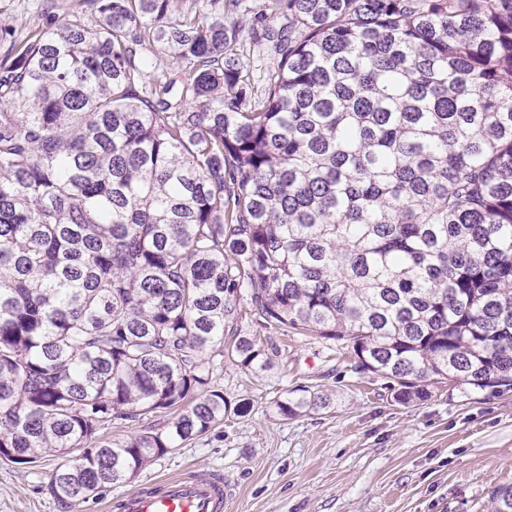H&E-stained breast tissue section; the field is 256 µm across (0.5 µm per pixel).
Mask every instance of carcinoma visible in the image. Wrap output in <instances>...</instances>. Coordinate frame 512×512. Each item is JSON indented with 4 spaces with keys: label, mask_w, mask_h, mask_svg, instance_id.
I'll return each instance as SVG.
<instances>
[{
    "label": "carcinoma",
    "mask_w": 512,
    "mask_h": 512,
    "mask_svg": "<svg viewBox=\"0 0 512 512\" xmlns=\"http://www.w3.org/2000/svg\"><path fill=\"white\" fill-rule=\"evenodd\" d=\"M44 16L0 24V458H66L65 512L249 411L210 372L270 367L245 290L401 404L512 392V0ZM329 402L301 386L275 409ZM174 408L168 431L99 436ZM491 501L512 512V486Z\"/></svg>",
    "instance_id": "carcinoma-1"
}]
</instances>
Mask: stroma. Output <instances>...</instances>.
<instances>
[{
	"mask_svg": "<svg viewBox=\"0 0 512 512\" xmlns=\"http://www.w3.org/2000/svg\"><path fill=\"white\" fill-rule=\"evenodd\" d=\"M237 323L272 366L258 373L218 363L212 381L230 403L249 400V412L226 414L83 512H106L114 497L186 465L223 472L224 512H490V491L512 484V393L442 385L427 401L402 405L385 379L356 374L347 351L260 324L248 298ZM299 385L328 394L329 405L294 419L277 415L274 400ZM62 463L0 459V512H63L46 487Z\"/></svg>",
	"mask_w": 512,
	"mask_h": 512,
	"instance_id": "obj_1",
	"label": "stroma"
}]
</instances>
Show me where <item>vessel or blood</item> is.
Masks as SVG:
<instances>
[{
    "label": "vessel or blood",
    "mask_w": 512,
    "mask_h": 512,
    "mask_svg": "<svg viewBox=\"0 0 512 512\" xmlns=\"http://www.w3.org/2000/svg\"><path fill=\"white\" fill-rule=\"evenodd\" d=\"M227 485L219 474L192 467L147 482L134 493L111 500L108 512H224Z\"/></svg>",
    "instance_id": "vessel-or-blood-1"
}]
</instances>
